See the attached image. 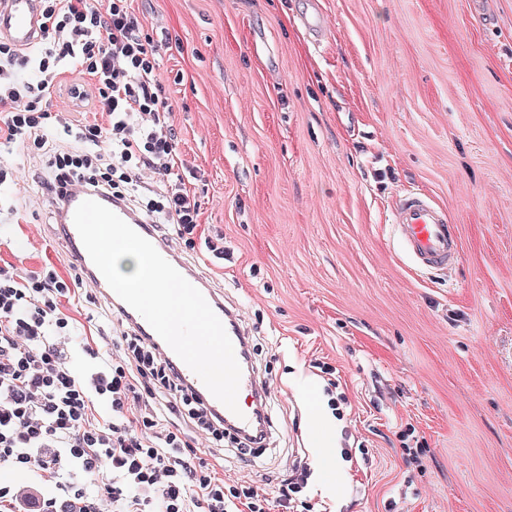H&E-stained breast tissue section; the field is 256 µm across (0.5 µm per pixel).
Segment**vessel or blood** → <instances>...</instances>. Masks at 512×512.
I'll list each match as a JSON object with an SVG mask.
<instances>
[{"mask_svg": "<svg viewBox=\"0 0 512 512\" xmlns=\"http://www.w3.org/2000/svg\"><path fill=\"white\" fill-rule=\"evenodd\" d=\"M40 0H0V40L15 47L26 48L42 37ZM96 192L82 186H72L68 207L63 216L64 240L70 246L74 262L89 276L92 284L105 297L113 291L103 275L91 261L75 228L73 216L77 206L87 199H96ZM110 210L129 224L141 236L150 240L157 251L173 265L205 297L220 318L232 341L236 358H243L247 350L246 330L240 308L225 307L214 289L190 265L183 262L170 241L155 236L143 219L127 206L113 202ZM395 228L407 253L419 264L435 271L453 266L459 253V235L455 225L449 224L446 214L434 206L422 193H412L400 200L394 214ZM118 309L130 325L150 344L174 364L179 383L199 398L205 406L223 416L239 436L252 438L268 431L266 396L270 384L261 380L250 368H242L240 393L249 395L251 402L242 415H235L218 401L199 377L162 342L146 320L125 302H118Z\"/></svg>", "mask_w": 512, "mask_h": 512, "instance_id": "b4317fda", "label": "vessel or blood"}]
</instances>
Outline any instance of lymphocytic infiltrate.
I'll return each mask as SVG.
<instances>
[{
    "mask_svg": "<svg viewBox=\"0 0 512 512\" xmlns=\"http://www.w3.org/2000/svg\"><path fill=\"white\" fill-rule=\"evenodd\" d=\"M44 35L26 50L0 41V152L25 145L43 158L31 180L62 209L81 184L132 205L159 236L194 234L200 207L175 173L177 137L158 72L157 50L130 0H42ZM71 104L49 114L55 94ZM92 112L104 124H77ZM157 182L147 183L143 174ZM83 282L45 264L27 275L0 266V468L49 474L56 497L42 500L0 482V508L12 512H269L254 486L219 477L199 460L188 435L215 444L223 419L182 388L173 365L135 330L123 352L97 372L68 365L74 330L63 301ZM109 410L91 421L95 403ZM111 477L97 492L62 481L78 470Z\"/></svg>",
    "mask_w": 512,
    "mask_h": 512,
    "instance_id": "1",
    "label": "lymphocytic infiltrate"
}]
</instances>
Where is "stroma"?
<instances>
[{"label": "stroma", "instance_id": "1", "mask_svg": "<svg viewBox=\"0 0 512 512\" xmlns=\"http://www.w3.org/2000/svg\"><path fill=\"white\" fill-rule=\"evenodd\" d=\"M132 0L158 47L179 173L207 234L183 258L242 307L253 365L276 387L264 448L197 435L198 457L276 496L311 473L312 512H512V0ZM0 197V265L74 266L51 208L25 178ZM425 193L457 224L452 269L418 266L394 235L396 201ZM65 311L77 370L120 350L118 312L76 290ZM329 373H321L320 364ZM343 399L335 468L316 471L311 401ZM424 452L406 463L399 434ZM285 474L279 482V502L278 506L282 508V511H288V509L294 508L292 506V493L300 492L304 486V470L294 468L288 471L285 470Z\"/></svg>", "mask_w": 512, "mask_h": 512}]
</instances>
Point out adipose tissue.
Masks as SVG:
<instances>
[{
	"mask_svg": "<svg viewBox=\"0 0 512 512\" xmlns=\"http://www.w3.org/2000/svg\"><path fill=\"white\" fill-rule=\"evenodd\" d=\"M93 232L111 267L114 287L131 291L146 287L165 289V282L153 272L148 256L135 241L118 239L105 224L94 225Z\"/></svg>",
	"mask_w": 512,
	"mask_h": 512,
	"instance_id": "ef3b65f1",
	"label": "adipose tissue"
}]
</instances>
